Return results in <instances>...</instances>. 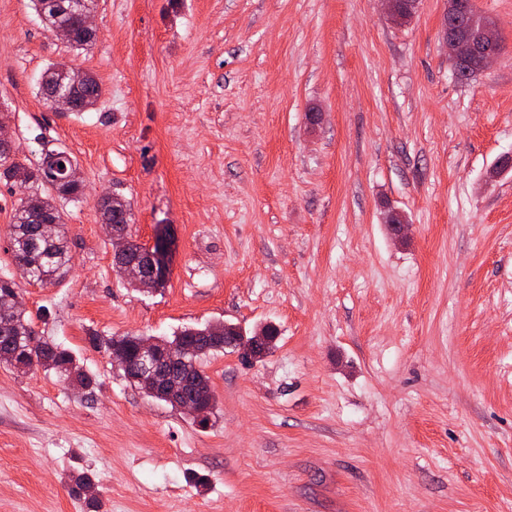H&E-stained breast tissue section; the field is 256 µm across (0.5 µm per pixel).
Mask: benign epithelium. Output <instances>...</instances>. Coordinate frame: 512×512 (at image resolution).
<instances>
[{
	"instance_id": "obj_1",
	"label": "benign epithelium",
	"mask_w": 512,
	"mask_h": 512,
	"mask_svg": "<svg viewBox=\"0 0 512 512\" xmlns=\"http://www.w3.org/2000/svg\"><path fill=\"white\" fill-rule=\"evenodd\" d=\"M499 35L493 23L482 24L477 43L473 47L477 68L485 70L499 56V51H490L487 45L496 43ZM50 107L55 111H73V91L69 87H60L51 96ZM385 223L391 237L401 241L408 235L409 224L404 215L397 209L387 211ZM173 239L168 229H163L154 244L144 247L140 258L129 262L116 248L112 249L113 262L122 266L127 280L140 284L144 288L154 290L166 285L170 275L169 256ZM278 328L270 323L251 336H246L243 330L234 324H224V329L213 333L212 338L223 339L224 347L233 348L242 358L257 362L269 354L270 346L278 338ZM31 350L29 362L36 366L43 361L44 353L53 347L37 335L28 337ZM112 366L121 369L126 378L139 381L147 391L161 400L175 403L187 415L198 422L208 421L212 410V391L197 385L193 376H175L170 369V359L167 352L159 348L153 341H141L134 346L128 345L121 337L112 339L110 351Z\"/></svg>"
}]
</instances>
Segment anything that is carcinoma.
<instances>
[{"mask_svg": "<svg viewBox=\"0 0 512 512\" xmlns=\"http://www.w3.org/2000/svg\"><path fill=\"white\" fill-rule=\"evenodd\" d=\"M53 0H32L33 7L45 28L49 31L58 25L68 23L72 28L79 27L78 18L66 14L51 6ZM66 81L58 65H49L42 73L39 81V90L44 98H49L55 87ZM103 89L101 84L92 75L81 73L78 90L79 106L75 114L80 115L96 109L101 101ZM54 149H42L40 161L35 168H27L25 164L17 161L13 155L0 151V181H4L18 190L19 202L14 209L13 224L9 225L7 236L10 242V251L13 262H24L37 271L33 282L41 286L53 285L59 281L69 270L72 255L69 250L67 235L64 229L62 213L55 205V200L78 199L83 180L79 175L77 161L73 157L66 159L71 180L56 183L50 180L47 171V162ZM27 168L28 176L23 182L15 179L16 170ZM102 220L112 221L116 215L131 214L130 202L121 195L111 197L99 205ZM48 216L59 225L56 233L45 237L35 231V225L27 220ZM203 331L201 327L186 326L174 332L172 336H155L153 340L165 350L176 349L180 344L195 340V335ZM34 333L33 324L26 316L21 306L15 308L11 321L0 326V347H17L24 345L27 336ZM39 367L54 372L58 377L69 379L86 390L93 389L95 379L80 365L76 356L67 348H61L57 354H48ZM94 484L92 476L86 472L73 475L69 478V495L83 503L85 512H103V501L97 495L87 496L85 489Z\"/></svg>", "mask_w": 512, "mask_h": 512, "instance_id": "1", "label": "carcinoma"}]
</instances>
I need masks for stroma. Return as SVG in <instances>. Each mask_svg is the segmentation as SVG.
Returning a JSON list of instances; mask_svg holds the SVG:
<instances>
[{
	"instance_id": "1",
	"label": "stroma",
	"mask_w": 512,
	"mask_h": 512,
	"mask_svg": "<svg viewBox=\"0 0 512 512\" xmlns=\"http://www.w3.org/2000/svg\"><path fill=\"white\" fill-rule=\"evenodd\" d=\"M473 3L503 50L462 83L448 0L401 26L382 0H97L80 54L0 0L17 158L65 147L84 184L59 203L73 264L42 287L16 275L0 182V275L98 381L0 365V512H84L66 487L83 471L105 512H512V172H492L512 151V0ZM52 63L98 79L96 110L45 105ZM104 192L138 242L170 225L165 288L117 277ZM222 321L280 336L258 362L204 359L203 427L88 341ZM113 196V194H112ZM110 197L108 200H106L103 204L99 205V210L101 213V217L103 220V223L110 222L112 224H104L107 230V236L112 238V242H123L124 240H119L120 236L124 234L123 231H121L122 228H125L127 224H123L124 221H121L119 224L116 221H112V217L116 215H124L128 214V225L130 224L132 220V212H131V204L130 202L124 198L121 195H117L115 197Z\"/></svg>"
}]
</instances>
